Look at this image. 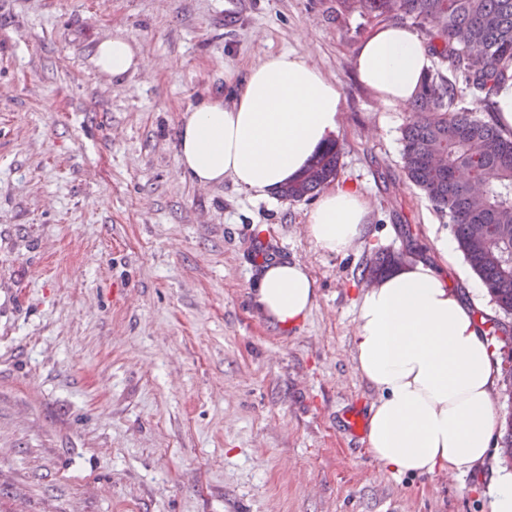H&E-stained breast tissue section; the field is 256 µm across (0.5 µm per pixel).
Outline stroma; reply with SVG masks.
<instances>
[{
    "label": "stroma",
    "instance_id": "35a3bbf8",
    "mask_svg": "<svg viewBox=\"0 0 512 512\" xmlns=\"http://www.w3.org/2000/svg\"><path fill=\"white\" fill-rule=\"evenodd\" d=\"M379 25L356 0H0V512H492L493 478L512 473L498 447L465 474L411 478L346 422L377 397L353 343L376 252L428 254L481 329L512 335L402 174L411 109L356 77ZM112 37L146 66L98 72ZM284 49L342 93L336 182L371 209L343 256L309 239L313 200L177 168L188 106L229 99L225 71ZM279 257L317 287L287 330L250 293Z\"/></svg>",
    "mask_w": 512,
    "mask_h": 512
}]
</instances>
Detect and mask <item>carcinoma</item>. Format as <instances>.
I'll list each match as a JSON object with an SVG mask.
<instances>
[{"label": "carcinoma", "mask_w": 512, "mask_h": 512, "mask_svg": "<svg viewBox=\"0 0 512 512\" xmlns=\"http://www.w3.org/2000/svg\"><path fill=\"white\" fill-rule=\"evenodd\" d=\"M375 19L399 17L431 26L432 54L451 81L430 70L401 131L402 172L434 209L448 217L458 249L499 309L512 314V132L493 119L456 108L473 98L493 105L512 81V0H362ZM336 145L316 155L279 188L289 202L312 198L339 173ZM499 454L512 463V414L499 426Z\"/></svg>", "instance_id": "1"}]
</instances>
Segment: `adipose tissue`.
Returning a JSON list of instances; mask_svg holds the SVG:
<instances>
[{"label":"adipose tissue","instance_id":"obj_1","mask_svg":"<svg viewBox=\"0 0 512 512\" xmlns=\"http://www.w3.org/2000/svg\"><path fill=\"white\" fill-rule=\"evenodd\" d=\"M96 68L119 79L144 66L128 41H101ZM430 65L410 28L379 26L356 55L359 81L386 105L410 106ZM231 103L205 97L192 104L177 134V165L200 186L231 178L258 198L296 179L338 131L342 93L292 51L268 56L244 77L230 73ZM370 208L349 188L323 192L310 211L308 234L323 252L343 255L363 234ZM316 299L304 263L265 264L252 287L257 310L292 327ZM356 369L378 398L368 411L367 452L397 475L466 472L484 462L495 424L490 350L473 312L430 262L399 265L366 288L357 303Z\"/></svg>","mask_w":512,"mask_h":512}]
</instances>
